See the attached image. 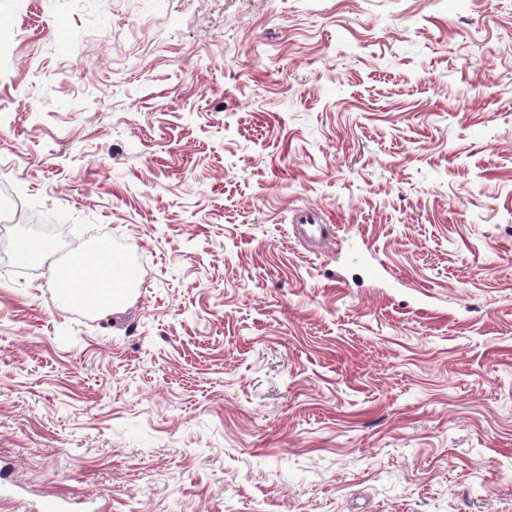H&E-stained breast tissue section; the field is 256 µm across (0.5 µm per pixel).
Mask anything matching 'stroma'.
Listing matches in <instances>:
<instances>
[{"label":"stroma","instance_id":"stroma-1","mask_svg":"<svg viewBox=\"0 0 512 512\" xmlns=\"http://www.w3.org/2000/svg\"><path fill=\"white\" fill-rule=\"evenodd\" d=\"M0 159V512H512V0H0ZM80 270L82 272L81 278L73 282L72 289L96 311H111L112 304L120 298V292H114L112 288H128L132 284L130 278L133 277V274L125 269L120 285L115 286L114 278L112 279L114 270L112 269V263H108V261L97 262L91 269H86L81 264ZM103 280H108L111 283L113 280V287L108 291L97 288L96 283Z\"/></svg>","mask_w":512,"mask_h":512}]
</instances>
